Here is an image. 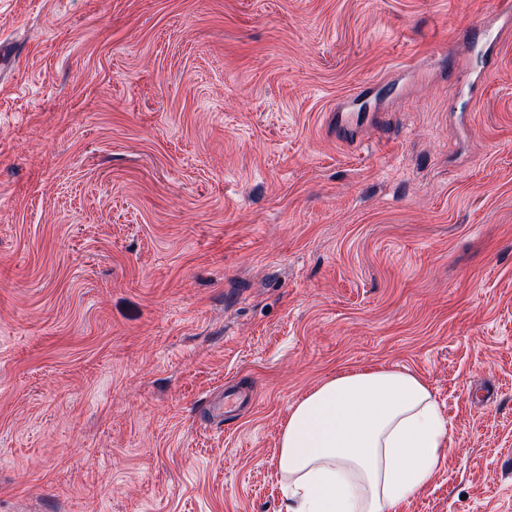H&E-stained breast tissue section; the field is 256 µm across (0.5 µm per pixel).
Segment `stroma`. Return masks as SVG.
Segmentation results:
<instances>
[{"instance_id": "1", "label": "stroma", "mask_w": 512, "mask_h": 512, "mask_svg": "<svg viewBox=\"0 0 512 512\" xmlns=\"http://www.w3.org/2000/svg\"><path fill=\"white\" fill-rule=\"evenodd\" d=\"M0 40V512H285L290 408L359 368L447 422L397 512H512L498 0H0ZM369 115L366 112H349V109L336 106V135L350 139L357 133L362 121Z\"/></svg>"}]
</instances>
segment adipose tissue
Masks as SVG:
<instances>
[{"instance_id": "adipose-tissue-1", "label": "adipose tissue", "mask_w": 512, "mask_h": 512, "mask_svg": "<svg viewBox=\"0 0 512 512\" xmlns=\"http://www.w3.org/2000/svg\"><path fill=\"white\" fill-rule=\"evenodd\" d=\"M446 447L447 423L421 378L337 374L296 403L283 427L287 512H395L428 483Z\"/></svg>"}]
</instances>
